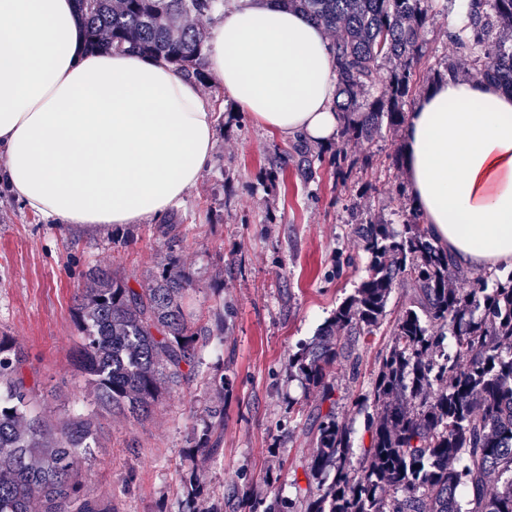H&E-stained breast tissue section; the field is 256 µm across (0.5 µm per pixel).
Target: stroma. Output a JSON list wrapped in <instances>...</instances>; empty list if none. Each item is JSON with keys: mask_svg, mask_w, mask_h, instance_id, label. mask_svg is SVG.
Listing matches in <instances>:
<instances>
[{"mask_svg": "<svg viewBox=\"0 0 512 512\" xmlns=\"http://www.w3.org/2000/svg\"><path fill=\"white\" fill-rule=\"evenodd\" d=\"M454 25L446 12L434 11L405 112L432 86L428 69L436 60L456 59L460 72L471 74L448 39ZM291 148L244 113L225 109L217 115L210 166L183 204L153 224H48L0 187V337L26 354L49 419L69 410L94 417L98 446L83 467V487L111 500L116 512H180L184 477L194 468L205 484L195 502L200 512L217 502L224 512H263L308 482L313 447L305 427L317 395L289 372L288 357L369 274L350 204L395 225L409 204L389 194L406 180L401 132L349 144V155L370 152L374 163L346 180L327 163L308 182L295 165H273L275 154ZM169 250L198 285L185 301L192 322L211 328L223 320L224 337L211 339L198 372L164 392L147 417L126 419L94 403L75 362L77 299L92 267H109L138 288ZM404 301V290L393 291L376 335L357 348V383L349 382L348 367L336 368V414L357 449L368 435L355 401L370 387ZM218 370L226 377L221 444L195 462L185 455L187 436Z\"/></svg>", "mask_w": 512, "mask_h": 512, "instance_id": "1", "label": "stroma"}]
</instances>
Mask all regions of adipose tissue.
Listing matches in <instances>:
<instances>
[{
    "instance_id": "obj_1",
    "label": "adipose tissue",
    "mask_w": 512,
    "mask_h": 512,
    "mask_svg": "<svg viewBox=\"0 0 512 512\" xmlns=\"http://www.w3.org/2000/svg\"><path fill=\"white\" fill-rule=\"evenodd\" d=\"M235 108L284 139L329 143L340 117L321 26L238 0L205 42ZM215 111L160 58L94 50L76 0H0V185L50 224H151L197 184ZM407 190L464 268H512V92L430 88L404 130Z\"/></svg>"
}]
</instances>
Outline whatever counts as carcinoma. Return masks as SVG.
<instances>
[{"mask_svg":"<svg viewBox=\"0 0 512 512\" xmlns=\"http://www.w3.org/2000/svg\"><path fill=\"white\" fill-rule=\"evenodd\" d=\"M277 2L337 33L345 144L405 123V98L438 3L463 16L459 32L448 34L456 52L484 80L512 92V0ZM223 9L224 0H79L92 46L164 55L203 81L206 37L189 18ZM290 159L306 181L324 162L304 140L277 164L285 168ZM354 234L371 255L370 275L288 360L306 388L330 402L325 412L314 409L308 427L311 480L265 512H512V271L489 277L458 269L414 207L399 229L365 218ZM195 288L171 251L159 254L145 288L106 267L88 271L77 307L79 362L95 403L139 419L194 371L198 337L210 335L186 318L183 300ZM396 288L406 303L360 400L377 413L367 418L370 443L356 466L351 431L334 411L333 368L343 361L357 379L354 351L376 334ZM224 384L222 372L209 377L215 401L191 429L195 454L218 450ZM95 447L89 417L66 412L52 423L37 410L25 354L0 339V512H114L78 479ZM185 489L189 505L203 493L201 476L191 472Z\"/></svg>","mask_w":512,"mask_h":512,"instance_id":"obj_1","label":"carcinoma"}]
</instances>
